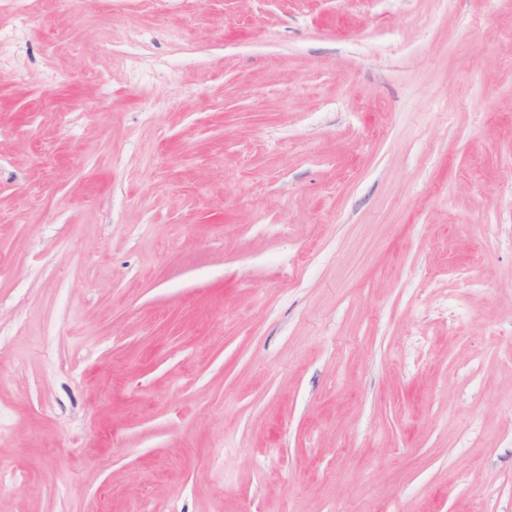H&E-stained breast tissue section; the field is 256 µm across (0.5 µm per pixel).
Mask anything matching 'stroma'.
<instances>
[{
	"label": "stroma",
	"instance_id": "stroma-1",
	"mask_svg": "<svg viewBox=\"0 0 512 512\" xmlns=\"http://www.w3.org/2000/svg\"><path fill=\"white\" fill-rule=\"evenodd\" d=\"M0 512H512V0H0Z\"/></svg>",
	"mask_w": 512,
	"mask_h": 512
}]
</instances>
